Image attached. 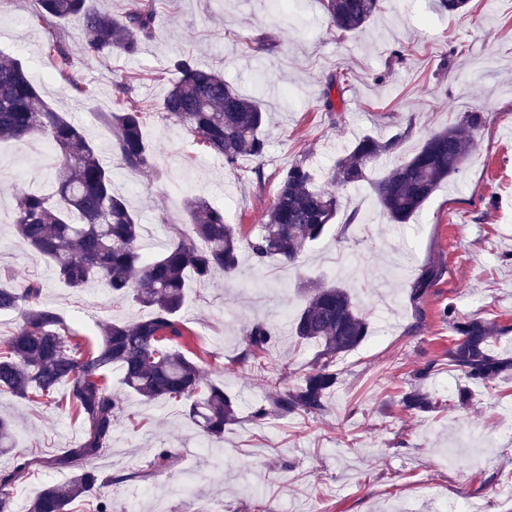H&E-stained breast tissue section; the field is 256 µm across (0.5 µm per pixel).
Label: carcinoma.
<instances>
[{"label":"carcinoma","mask_w":512,"mask_h":512,"mask_svg":"<svg viewBox=\"0 0 512 512\" xmlns=\"http://www.w3.org/2000/svg\"><path fill=\"white\" fill-rule=\"evenodd\" d=\"M35 20L50 28L60 22L80 25L88 55L114 53L133 56L155 31L153 0H131L115 15L94 9L89 0H36ZM383 0H323L332 26L352 32L364 28L382 10ZM46 55L54 76L77 96L86 89L72 74L68 48L57 34L47 41ZM177 77L159 105V113L183 126L207 152L233 167L242 158L262 162L266 140L262 127L266 113L259 101L239 94L224 76L197 63L192 56H175ZM340 77L324 84V110L336 111L343 99ZM117 107L105 113L112 134L111 150L121 168L134 173L153 170L150 145L143 135L148 112L132 87L115 85ZM484 123V113L472 107L459 121L431 134L409 158L371 182L383 215L392 224H406L416 216L440 185L459 174L473 151V134ZM410 130L387 140L365 135L319 185L306 158L295 160L279 182L267 211L266 223L247 241L256 264L269 259L299 262L307 244L321 238L337 217L340 199L333 187L368 179L379 158L397 151ZM40 135L57 159L56 198L31 188L22 192L14 215L19 242L53 264L59 279L72 289L89 284L106 288L112 299L129 301L146 311L137 321H112L100 329L97 343L76 339L53 309L42 301L37 280L0 283V312L19 315L9 336L0 339V393L32 403L56 400L73 412L83 426L80 441L50 458H20L11 469L0 470V512H15L13 490L27 472L66 469L64 485L47 484L28 505V512H68V506L89 493H98L96 512H112L104 489L153 475L173 457L166 448L155 450L146 467L120 475L94 466L101 452L112 446L122 404L105 380L113 367L122 384L147 402L169 399L187 403L186 418L208 441L224 438V428L237 420L236 399L224 386L205 378L197 356L184 348L186 336L179 320L187 274L205 285L214 274L233 275L239 268L241 239L224 221V210L202 197L185 203L186 219L172 226L171 241L157 256L142 254V224L114 184L112 169L99 158L96 147L59 112L38 104L35 87L23 64L0 54V140L25 141ZM305 305L295 315L293 332L314 342L318 353L301 383L292 389L280 385L282 372L270 380L275 390L270 406L281 414L314 416L326 409L336 385L337 361L357 349L369 336V323L359 312L347 287L338 283H311L304 287ZM455 336L448 348V365L468 383L490 384L512 375V355L495 354L490 342L496 328L479 319L460 320L448 308ZM273 333L263 323L246 332L243 358L259 361L270 349ZM399 402L408 411L436 407L431 395L414 385ZM14 425L0 415V451L12 447Z\"/></svg>","instance_id":"cac0c4a2"}]
</instances>
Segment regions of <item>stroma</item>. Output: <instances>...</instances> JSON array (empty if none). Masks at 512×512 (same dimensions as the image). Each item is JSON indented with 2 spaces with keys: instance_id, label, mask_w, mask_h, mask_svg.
Returning <instances> with one entry per match:
<instances>
[{
  "instance_id": "stroma-1",
  "label": "stroma",
  "mask_w": 512,
  "mask_h": 512,
  "mask_svg": "<svg viewBox=\"0 0 512 512\" xmlns=\"http://www.w3.org/2000/svg\"><path fill=\"white\" fill-rule=\"evenodd\" d=\"M34 8V0H0V54L22 62L42 103L67 115L103 152L111 144L104 114L113 84L131 81L152 111L144 135L155 173L114 170L116 187L144 226L146 253L168 242L188 197L222 206L226 221L246 235L264 223L281 174L299 155L324 176L360 136L404 133L399 149L370 170L376 178L471 107L485 115L467 167L441 184L410 223H388L367 184L341 187L336 224L301 261L259 266L245 248L236 274L204 287L188 282L185 333L207 379L237 395L238 420L208 445L182 402L147 403L121 392L123 412L97 467H139L162 445L174 457L147 480L109 488L112 512H127L133 502L139 512H437L443 503L506 512L512 377L473 387L469 405L455 406L459 376L448 366L453 333L443 311L492 323L493 351L512 353V0H470L461 15L448 14L439 0H385L366 28L351 33L332 29L321 0H289L278 11L270 0H156V34L133 57H89L76 24H61L74 76L88 90L80 98L54 79L48 32L33 19ZM263 36L273 51H258ZM403 44L412 55L389 65L391 50ZM180 52L221 73L242 95L264 88L263 180L225 166L154 113ZM336 73L345 87L337 121L323 112L321 98L326 78ZM47 146L38 136L0 145V159L15 162L0 167V266L40 281L46 305L79 339L92 341L102 324L142 312L103 288H68L41 255L18 244L19 191L54 190V169L38 162ZM431 266L439 270L436 281L413 300L417 278ZM309 280L349 287L370 334L340 360L322 415L272 412L253 420L252 411L271 395L268 377L284 368L286 386H295L315 356L316 346L292 336L288 322L302 308L299 286ZM257 321L274 334L258 366L239 359L245 331ZM426 366L430 374L415 379ZM414 383L436 398L437 409L400 406ZM0 412L15 421L2 470L23 456L60 454L82 435L78 421L50 404L1 394Z\"/></svg>"
}]
</instances>
